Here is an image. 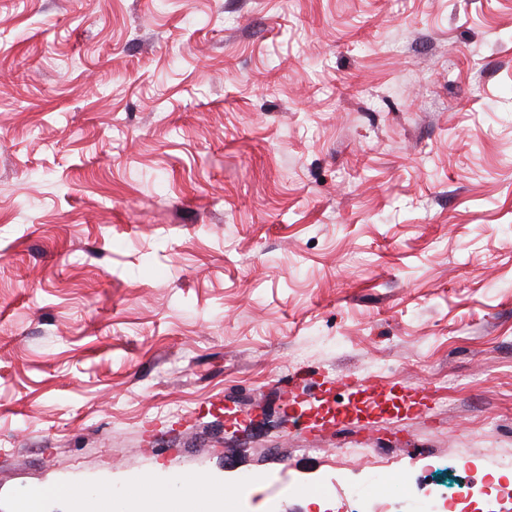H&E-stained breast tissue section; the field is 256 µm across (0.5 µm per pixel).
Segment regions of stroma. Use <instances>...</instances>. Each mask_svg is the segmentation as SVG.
Instances as JSON below:
<instances>
[{"label":"stroma","mask_w":512,"mask_h":512,"mask_svg":"<svg viewBox=\"0 0 512 512\" xmlns=\"http://www.w3.org/2000/svg\"><path fill=\"white\" fill-rule=\"evenodd\" d=\"M1 32L0 512H141L133 476L155 512H204L180 478L512 512V0H0ZM347 374L441 393L314 424ZM376 462L404 484L350 501ZM58 494L62 496H70L74 500H77L84 504V506L88 507L86 504L85 493L70 487L66 486H58L48 489H37L35 493L31 496L28 504V508L30 512H39V505L43 498L47 495Z\"/></svg>","instance_id":"stroma-1"}]
</instances>
